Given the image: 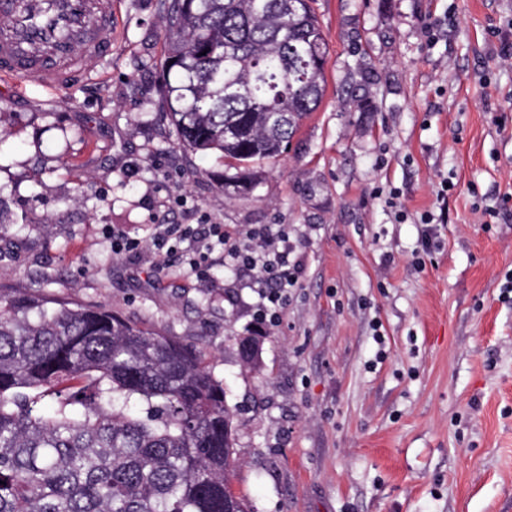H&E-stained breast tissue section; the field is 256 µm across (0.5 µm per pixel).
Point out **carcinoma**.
Returning a JSON list of instances; mask_svg holds the SVG:
<instances>
[{"label": "carcinoma", "instance_id": "1", "mask_svg": "<svg viewBox=\"0 0 512 512\" xmlns=\"http://www.w3.org/2000/svg\"><path fill=\"white\" fill-rule=\"evenodd\" d=\"M313 0H171L159 68L186 153L249 193L326 90ZM224 383L102 306L0 293V512H254Z\"/></svg>", "mask_w": 512, "mask_h": 512}]
</instances>
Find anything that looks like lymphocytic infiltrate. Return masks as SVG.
<instances>
[{
	"instance_id": "lymphocytic-infiltrate-1",
	"label": "lymphocytic infiltrate",
	"mask_w": 512,
	"mask_h": 512,
	"mask_svg": "<svg viewBox=\"0 0 512 512\" xmlns=\"http://www.w3.org/2000/svg\"><path fill=\"white\" fill-rule=\"evenodd\" d=\"M199 225L164 224L149 240L119 236L112 240V250L121 254L149 249L163 265L181 261L192 274L208 276L213 265L212 253L222 248L224 260L232 266L256 274L268 287L267 302L258 310L260 319L275 317L286 302L287 288L294 283L285 225L262 226L230 234L210 215L200 214Z\"/></svg>"
}]
</instances>
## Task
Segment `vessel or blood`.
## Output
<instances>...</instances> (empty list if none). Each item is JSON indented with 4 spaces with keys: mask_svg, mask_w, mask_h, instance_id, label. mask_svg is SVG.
Returning a JSON list of instances; mask_svg holds the SVG:
<instances>
[{
    "mask_svg": "<svg viewBox=\"0 0 512 512\" xmlns=\"http://www.w3.org/2000/svg\"><path fill=\"white\" fill-rule=\"evenodd\" d=\"M112 0H0V80L62 88L112 53Z\"/></svg>",
    "mask_w": 512,
    "mask_h": 512,
    "instance_id": "obj_1",
    "label": "vessel or blood"
}]
</instances>
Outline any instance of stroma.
<instances>
[{
  "label": "stroma",
  "mask_w": 512,
  "mask_h": 512,
  "mask_svg": "<svg viewBox=\"0 0 512 512\" xmlns=\"http://www.w3.org/2000/svg\"><path fill=\"white\" fill-rule=\"evenodd\" d=\"M313 7L324 99L248 195L174 147L164 0H119L88 78L0 91V290L103 305L199 352L229 389L233 486L256 512H512V60L494 35L512 0ZM178 186L189 205L165 206ZM195 203L232 232L287 225L277 324L222 253L205 278L113 254L114 232L196 223ZM248 332L255 368L233 343Z\"/></svg>",
  "instance_id": "stroma-1"
}]
</instances>
